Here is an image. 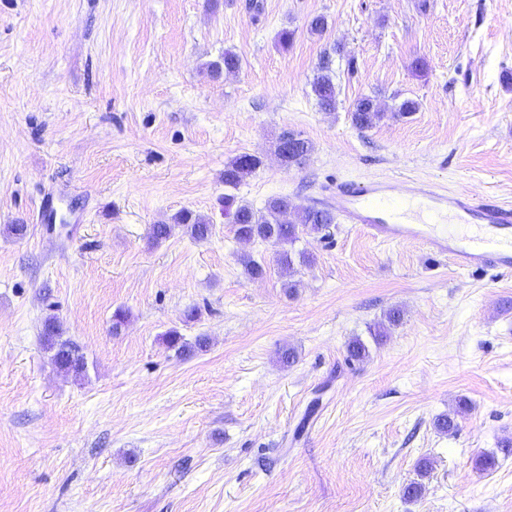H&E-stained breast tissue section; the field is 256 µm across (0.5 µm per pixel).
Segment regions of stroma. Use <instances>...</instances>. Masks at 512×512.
I'll list each match as a JSON object with an SVG mask.
<instances>
[{
  "label": "stroma",
  "instance_id": "obj_1",
  "mask_svg": "<svg viewBox=\"0 0 512 512\" xmlns=\"http://www.w3.org/2000/svg\"><path fill=\"white\" fill-rule=\"evenodd\" d=\"M228 48L240 69L208 77ZM327 53L332 112L312 92ZM364 94L386 116L360 131ZM285 131L312 144L303 165L279 160ZM244 153L263 164L235 194L257 209L335 177L512 203V0H0V512H512V274L334 223L297 242L314 262L287 290L272 246L224 217ZM184 210L210 237L151 244ZM51 314L83 376L51 363ZM172 329L207 350L176 354ZM261 165V158L252 154L233 158L224 166V187L235 190L246 175L254 173Z\"/></svg>",
  "mask_w": 512,
  "mask_h": 512
}]
</instances>
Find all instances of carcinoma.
Here are the masks:
<instances>
[{
	"mask_svg": "<svg viewBox=\"0 0 512 512\" xmlns=\"http://www.w3.org/2000/svg\"><path fill=\"white\" fill-rule=\"evenodd\" d=\"M240 65L239 55L227 49L224 51L222 61L207 66V75L216 79L224 72L238 70ZM312 91L321 109L325 111L336 109L335 71L333 60L328 55L323 56L319 63L318 73L312 83ZM348 116L353 127L365 130L382 120L385 113L379 110L375 97L362 95L354 100ZM279 142L288 144L287 155L282 157V160L289 166L303 164L312 151L309 141L290 132L283 133L279 137ZM261 165L260 157L245 153L233 158L224 166V187L230 189V192L224 194V217L233 224L236 238L260 239L276 247L275 262L281 272L291 278L297 272V267L312 262L310 256L295 251V243L304 235L311 236L327 231L333 223V216L312 207L297 205L286 196L268 200L262 209L238 202L232 190L238 187L245 176L255 172ZM177 227L198 241L207 239L211 234V224L206 217L190 211H181L172 217L170 224L151 225L150 238L155 243L165 241ZM402 318L401 309L395 307L388 310L383 321L369 328L370 336L376 342L383 339L389 335L391 328L400 324ZM43 342L52 352V359L58 368L77 376L85 372L86 358L81 347L63 336L61 325L54 315L45 319ZM165 342L168 348L180 354L191 347L200 351L208 347L206 337H197L194 345L190 346L175 330L165 335ZM368 356V346L362 339L355 337L348 342L347 358L349 360L362 361Z\"/></svg>",
	"mask_w": 512,
	"mask_h": 512,
	"instance_id": "1",
	"label": "carcinoma"
}]
</instances>
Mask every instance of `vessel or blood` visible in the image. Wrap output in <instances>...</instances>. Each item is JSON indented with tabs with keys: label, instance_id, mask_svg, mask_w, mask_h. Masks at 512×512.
<instances>
[{
	"label": "vessel or blood",
	"instance_id": "1",
	"mask_svg": "<svg viewBox=\"0 0 512 512\" xmlns=\"http://www.w3.org/2000/svg\"><path fill=\"white\" fill-rule=\"evenodd\" d=\"M414 204L424 220L402 221L400 210ZM314 208L364 229L381 243L417 242L463 271L512 273V204L465 189L446 191L406 177L324 184Z\"/></svg>",
	"mask_w": 512,
	"mask_h": 512
}]
</instances>
